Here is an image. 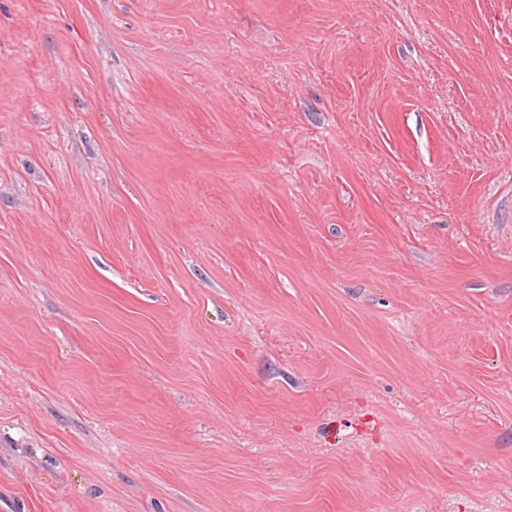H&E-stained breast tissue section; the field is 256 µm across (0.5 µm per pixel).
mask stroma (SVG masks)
<instances>
[{
    "mask_svg": "<svg viewBox=\"0 0 512 512\" xmlns=\"http://www.w3.org/2000/svg\"><path fill=\"white\" fill-rule=\"evenodd\" d=\"M0 512H512V0H0Z\"/></svg>",
    "mask_w": 512,
    "mask_h": 512,
    "instance_id": "obj_1",
    "label": "stroma"
}]
</instances>
